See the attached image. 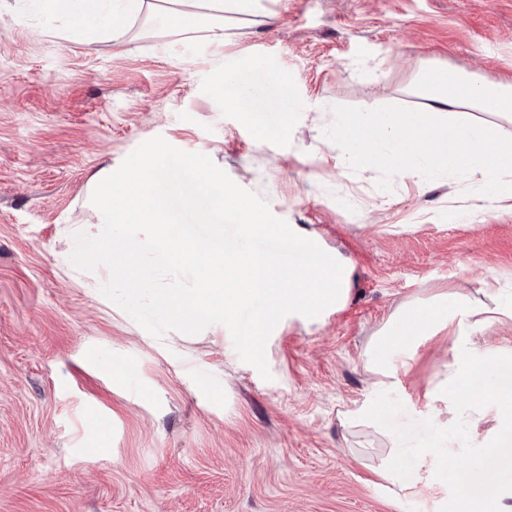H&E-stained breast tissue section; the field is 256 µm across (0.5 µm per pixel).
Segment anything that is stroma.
<instances>
[{"label": "stroma", "instance_id": "stroma-1", "mask_svg": "<svg viewBox=\"0 0 512 512\" xmlns=\"http://www.w3.org/2000/svg\"><path fill=\"white\" fill-rule=\"evenodd\" d=\"M42 0H0V512H455L459 492L512 512V484L484 496L482 436L436 423L425 394L455 360L448 329L397 354V387L365 366L402 307L510 276L512 212L436 169L343 164L342 120L425 106L424 69L512 80V0H252L224 39L134 23L76 35ZM248 78V113L228 78ZM163 137L209 156L271 212L351 270L343 310L286 315L272 374L244 363L220 323L157 339L68 261L96 232L90 177ZM461 212L448 218L449 209ZM370 401L402 438L448 460L436 491L393 495L344 424Z\"/></svg>", "mask_w": 512, "mask_h": 512}]
</instances>
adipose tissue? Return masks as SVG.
I'll use <instances>...</instances> for the list:
<instances>
[{
    "instance_id": "1",
    "label": "adipose tissue",
    "mask_w": 512,
    "mask_h": 512,
    "mask_svg": "<svg viewBox=\"0 0 512 512\" xmlns=\"http://www.w3.org/2000/svg\"><path fill=\"white\" fill-rule=\"evenodd\" d=\"M251 0H49L53 12L85 21L106 16L109 33L128 30L131 22L162 20L167 33L205 32L214 41L224 38L227 15L245 12ZM420 90L427 105L420 110L385 113L374 123L345 121L336 127V136L359 145L350 156L353 164L378 160L377 144L394 142L391 161L398 166L430 173L447 168L463 178L488 187L498 201H512V139L494 129L468 119L471 111L493 112L512 120V82L486 84L473 76L454 74L446 81L423 75ZM446 122H436V115ZM512 325V300L493 306L477 304L470 294L451 291L427 306L400 311L378 336L366 358V368L379 387L398 382L392 354L411 352L419 338L432 330L452 328L455 335L470 339L484 335L498 325ZM512 358V348L487 346L461 353L458 360L437 377L425 397L434 415L449 413L469 431H477L487 411H494L497 425L483 438L488 454L512 446V389L477 388L489 370ZM348 427L368 432L380 442L376 448H359V456L370 460L380 478L396 492L414 494L432 490L447 480V469L435 452L423 451L413 469H404L397 448L399 438L387 425L380 408L366 405L351 412Z\"/></svg>"
}]
</instances>
